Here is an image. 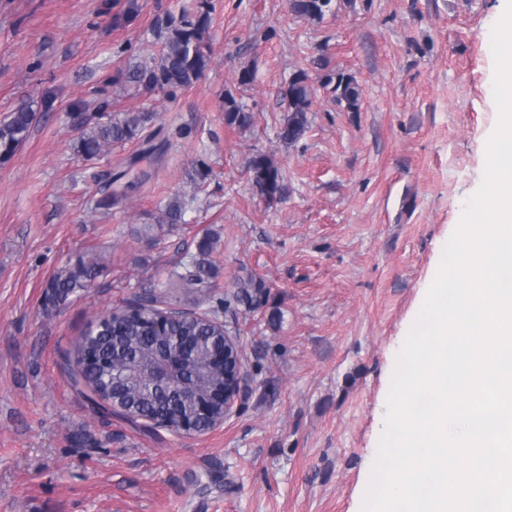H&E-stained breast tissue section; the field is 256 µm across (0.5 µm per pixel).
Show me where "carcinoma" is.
<instances>
[{"label":"carcinoma","instance_id":"cac0c4a2","mask_svg":"<svg viewBox=\"0 0 512 512\" xmlns=\"http://www.w3.org/2000/svg\"><path fill=\"white\" fill-rule=\"evenodd\" d=\"M332 0H288L290 11L301 18L322 19L331 11ZM212 7L208 0H200L197 11L171 17L161 31L162 49L158 56L137 66L133 82L148 92L173 94L191 87L208 67L211 46L206 39ZM335 84L336 102L347 109L358 110L361 90L354 77L342 72L328 77L327 84ZM313 86L307 80L290 86L284 97L288 99L287 115L280 125L279 138L285 144L297 141L307 128V112L311 105ZM35 110L22 106L0 120V158L9 157L24 143L35 120ZM153 112H119L107 121L81 120L80 137L76 151L86 160L99 159L115 145L131 142L143 133L153 121ZM224 121L230 127L246 128L251 114L244 111L233 96L224 101ZM252 184L258 194L268 200L282 192L283 176L272 155L257 151L246 163ZM179 198L170 199L160 209L154 224L147 228L164 229L182 220ZM214 234L208 233L199 242L197 256L184 267L174 270L171 278L184 288L206 283L217 273L211 259ZM102 268L101 258L85 253L67 262L48 282L44 304L58 307L71 296L90 288ZM237 303L252 312H259L268 303L265 283L248 275L237 280L233 294L224 299L229 306ZM164 312L157 306L155 296H146L132 306L114 307L104 313L105 329L97 336L85 334L74 347V383L86 382L92 386L90 400L105 410L120 405L129 420L144 417L161 419L176 426L191 413L195 399L208 396L224 385V373L204 367L205 356L220 335L218 318L186 317L162 332L151 330L145 323L150 317ZM187 346L190 352L184 373L190 382L187 392H169V388L150 380V367L156 355L168 348Z\"/></svg>","mask_w":512,"mask_h":512}]
</instances>
